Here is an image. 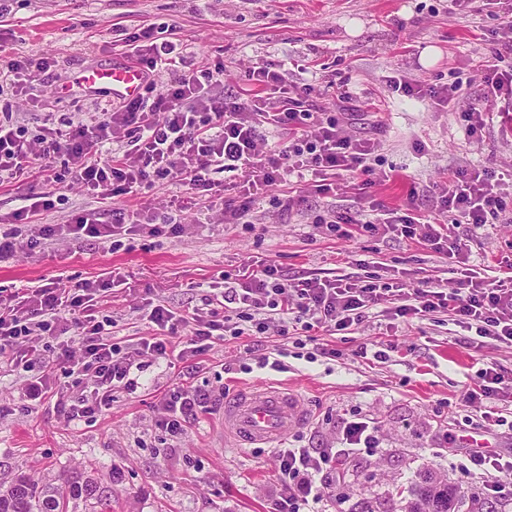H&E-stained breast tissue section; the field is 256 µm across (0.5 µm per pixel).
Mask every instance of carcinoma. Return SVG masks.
Masks as SVG:
<instances>
[{
    "mask_svg": "<svg viewBox=\"0 0 512 512\" xmlns=\"http://www.w3.org/2000/svg\"><path fill=\"white\" fill-rule=\"evenodd\" d=\"M404 512H460L466 496L461 489L425 472L407 489ZM82 500L89 512H112V492L90 477L72 475L59 486L38 487L18 475L8 488L0 489V512H70V504Z\"/></svg>",
    "mask_w": 512,
    "mask_h": 512,
    "instance_id": "1",
    "label": "carcinoma"
}]
</instances>
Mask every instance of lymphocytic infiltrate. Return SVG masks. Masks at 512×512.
I'll use <instances>...</instances> for the list:
<instances>
[{"label": "lymphocytic infiltrate", "instance_id": "f902f5d3", "mask_svg": "<svg viewBox=\"0 0 512 512\" xmlns=\"http://www.w3.org/2000/svg\"><path fill=\"white\" fill-rule=\"evenodd\" d=\"M122 48L127 60L145 71L147 82L160 85L153 100L138 97L96 112H76L63 127L43 129L32 138L24 126L0 121V185L17 181L35 167L49 186L36 201L16 209L14 225L0 230V261L25 250L48 251L66 233L118 248L140 226L139 213L123 207L113 209L108 224L97 212L83 209L72 214L67 225L42 224L37 234H25L23 224L55 210L53 189L64 184L76 183L88 195L114 199L174 182L195 202L221 198L217 217L222 223L245 224L270 186L283 187L282 210L293 208L295 198L286 190L293 173L310 172L321 195L334 192L343 174L372 175L373 143L350 136L334 112L305 106L302 98L289 96L275 65L249 69L248 79L257 92L251 102L242 103L212 94V85L224 76L222 64L202 60L179 69L182 48L172 40L153 42L150 29L127 33ZM53 65L47 57L0 53V82L34 102L39 76ZM486 83L485 107L471 108L462 116L466 134L483 125L488 107L512 103V69L489 66ZM60 156L66 159L61 169L55 166ZM217 172L227 173L228 182L217 185L212 179ZM440 198L443 210L452 213V222L445 228L426 225L421 238L438 253L452 245L459 263H466L468 256L463 238L455 234L457 228L465 224L479 228L493 218L512 222V189L492 167L457 169L441 187ZM318 222L332 232L358 224L380 234L412 228L415 219L387 218L379 204L365 214L331 210ZM114 286L111 279L85 280L67 288L41 286L19 298L0 294V359L26 371L25 398L39 401L53 393L52 384L61 374L69 383L67 391L53 393L55 410L71 421L93 418L109 407L114 388L137 389L141 356L174 360L197 372L216 333L257 336L275 322L285 336L292 321L307 330L342 332L362 323L368 309L385 302L392 303L396 316L402 318L446 311L457 323L475 328L478 336L512 345V281L470 280L465 289L449 293L427 280L408 293L376 277L359 288L318 278L291 284L270 262L244 279L223 273L204 295L202 308L185 314L174 311L163 298L153 299L146 315L153 334L140 338L132 349L114 342V323L100 314L111 306ZM185 326L190 327L191 337L183 342L179 330ZM71 331L82 338L80 350L62 344L55 356L47 358L34 345L43 336ZM211 401L210 394L180 385L161 400L157 425L169 436L181 437L199 408ZM343 442L333 454L301 447L277 449L283 492L273 501L271 512H301L303 506L319 504L334 458L344 456L349 448L378 447V430L364 421L349 423ZM468 460L482 471L484 480L466 488L467 496L503 494L496 476L512 471V457L474 451Z\"/></svg>", "mask_w": 512, "mask_h": 512}]
</instances>
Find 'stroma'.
<instances>
[{
    "instance_id": "stroma-1",
    "label": "stroma",
    "mask_w": 512,
    "mask_h": 512,
    "mask_svg": "<svg viewBox=\"0 0 512 512\" xmlns=\"http://www.w3.org/2000/svg\"><path fill=\"white\" fill-rule=\"evenodd\" d=\"M5 8L0 43L55 62L38 86V105L0 90V107L11 106L13 119L32 135L112 102L108 89L75 86L77 74L123 62L113 44L120 30L163 22L177 25L193 57L223 64L215 95L250 99L249 67L274 62L288 64L289 92L310 87L311 100L331 107L346 90L372 104L339 116L357 138L379 144L367 192L351 184L324 197L301 185L300 208L287 215L274 185L251 225L205 223L196 205L184 212L190 229L180 237L141 236L133 250L115 252L93 238H68L55 253L0 262V289L9 293L124 274L130 290L113 297L111 309L114 338L124 346L152 332L141 312L146 299L159 295L175 311L191 310L220 272L234 274L255 261L275 262L290 279L357 284L376 273L413 286L428 279L459 288L456 263L419 239L357 226L350 236H335L315 218L327 209L380 203L401 212L410 204L420 221L446 224L438 191L456 169L489 165L512 176V114L488 113L483 132L470 139L460 121L484 98L485 65L502 47L512 0H493L478 12L454 0H7ZM391 76L459 90L449 107L434 108L392 91ZM467 238L469 263L481 278L512 273V223L489 224ZM378 350L384 358H375ZM260 352L280 360L284 371L259 368ZM205 360L194 382L215 395L247 384H288L309 412L288 436L293 445L334 449L346 422L378 427V447L350 452L331 471L320 512H362L368 503L375 512H399L398 492L418 473L431 471L459 487L477 483L478 471L464 467L473 444L512 454V427L484 418L483 405L468 397L488 366L512 383V346L480 339L446 312L406 320L380 306L340 334L310 330L301 346L273 328L258 340L228 335ZM143 363L137 391L115 389L102 415L72 422L51 405H27L24 371L0 367V481L22 470L55 485L86 470L111 487L112 512H268L282 490L274 447H225L219 404L199 411L185 437L168 436L156 424L157 403L175 387L177 372L149 357ZM449 434L454 444H446Z\"/></svg>"
}]
</instances>
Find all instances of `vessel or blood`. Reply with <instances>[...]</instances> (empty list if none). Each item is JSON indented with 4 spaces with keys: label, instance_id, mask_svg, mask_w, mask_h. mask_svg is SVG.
<instances>
[{
    "label": "vessel or blood",
    "instance_id": "1",
    "mask_svg": "<svg viewBox=\"0 0 512 512\" xmlns=\"http://www.w3.org/2000/svg\"><path fill=\"white\" fill-rule=\"evenodd\" d=\"M80 82L87 88H107L114 97L130 99L139 96L145 80L136 66L115 64L85 70ZM306 420L296 395L281 386L244 387L224 403V432L240 447L280 441Z\"/></svg>",
    "mask_w": 512,
    "mask_h": 512
}]
</instances>
